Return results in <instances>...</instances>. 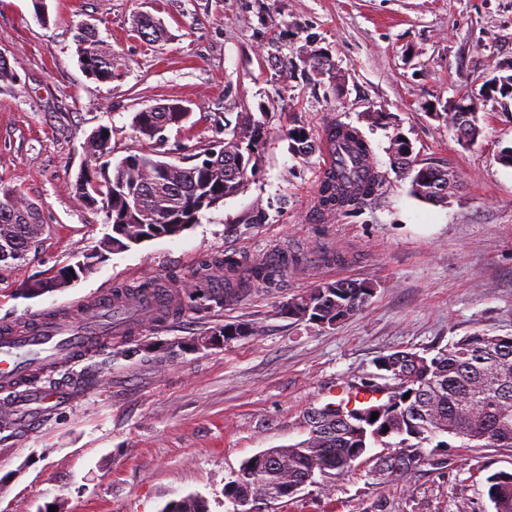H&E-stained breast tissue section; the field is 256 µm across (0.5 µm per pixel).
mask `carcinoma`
Instances as JSON below:
<instances>
[{
	"label": "carcinoma",
	"mask_w": 512,
	"mask_h": 512,
	"mask_svg": "<svg viewBox=\"0 0 512 512\" xmlns=\"http://www.w3.org/2000/svg\"><path fill=\"white\" fill-rule=\"evenodd\" d=\"M141 39L151 42L164 35L161 24L151 18L138 27ZM78 58L93 79L110 82L117 77L112 50L96 33L79 29L75 35ZM189 113L177 103L158 104L133 116L134 128L154 136L157 127L182 128ZM458 140L477 139L480 128L474 112L446 116ZM102 127L90 135V169L82 170L74 184L77 197L86 206L105 214V223L129 225L127 237L117 232L106 236L102 251L127 250L140 245V229L164 220L187 219L193 224L201 211L216 199L244 191L256 174L263 127L248 113L237 128L210 149L199 164L163 169L154 154H130L112 164L111 135ZM295 150L308 155L320 149L301 129L292 130ZM325 141L343 142L351 160H342L325 172L316 192L321 215H335L362 208L376 199L385 175L373 152L356 127L336 124L326 131ZM390 163L411 176L412 193L441 202L455 184L448 183L446 167H417L409 140L397 133L391 137ZM10 225L7 237L0 235V267L26 259L42 235L36 206L17 191L0 193V225ZM280 265L258 263L250 282L272 285ZM365 282H322L288 301V317L317 326H334L357 311L372 296ZM378 361L397 366L399 391L395 402L377 399L364 403L357 394L379 391L380 374L348 387L349 396L307 414L309 433L304 440L282 448H269L247 460L236 479L224 487L232 503H245L243 512H267L270 504L294 496L323 477L347 476L354 463L379 445L385 452L373 458L375 472L386 477L409 478L420 471L427 448H512V335L476 331L451 342L429 356L412 351L382 355ZM409 398H404L405 394ZM376 420H371L373 413ZM493 512H512V472L499 471L486 478ZM165 512H209L200 496H186L168 505Z\"/></svg>",
	"instance_id": "obj_1"
}]
</instances>
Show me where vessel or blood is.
<instances>
[{"label":"vessel or blood","instance_id":"1","mask_svg":"<svg viewBox=\"0 0 512 512\" xmlns=\"http://www.w3.org/2000/svg\"><path fill=\"white\" fill-rule=\"evenodd\" d=\"M130 319L112 320L111 301H94L91 318L65 316L51 312L0 329V386L17 390L20 398L44 397L43 389L29 382L33 371H55L63 362H71L97 350L104 341L101 326L113 323L124 334L142 327L154 307L131 298L126 302Z\"/></svg>","mask_w":512,"mask_h":512}]
</instances>
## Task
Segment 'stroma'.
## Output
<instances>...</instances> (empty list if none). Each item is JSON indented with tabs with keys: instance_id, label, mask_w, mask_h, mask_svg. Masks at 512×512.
Segmentation results:
<instances>
[{
	"instance_id": "obj_1",
	"label": "stroma",
	"mask_w": 512,
	"mask_h": 512,
	"mask_svg": "<svg viewBox=\"0 0 512 512\" xmlns=\"http://www.w3.org/2000/svg\"><path fill=\"white\" fill-rule=\"evenodd\" d=\"M0 0V54L17 74L0 89V187L34 203L44 231L35 252L0 269V326L54 307L83 308L119 285L180 289L201 278H246L258 262L299 258L277 285H251L216 303L182 299L178 315L113 339L62 365L64 389L35 428L0 424V512H162L197 494L210 512H232L224 486L242 463L307 436L309 409L376 371L399 350L434 352L477 330L512 334V116L484 98L512 74V0ZM159 19L153 44L134 27ZM91 24L112 50L119 79L83 72L74 28ZM330 60L342 86L316 75ZM478 97L481 133L458 141L445 119ZM159 103L190 111L164 138L132 126ZM241 112L264 123L261 166L243 193L204 211L174 237L110 253L65 289L35 297L22 285L97 253L110 234L102 212L81 205L74 184L84 144L112 130V159L162 154L202 160ZM383 114L372 126L367 113ZM359 128L385 182L354 213L322 216L315 191L324 151L296 155L305 128ZM421 164L448 167L459 187L446 202L413 195L390 165L395 134ZM338 250L343 263L326 264ZM235 258L234 269L215 260ZM371 283L356 314L334 326L296 322L282 307L323 281ZM251 333L210 348L196 338L227 324ZM445 472L382 478L358 461L329 494L304 487L272 512H492L487 475L512 471L510 448H451Z\"/></svg>"
}]
</instances>
